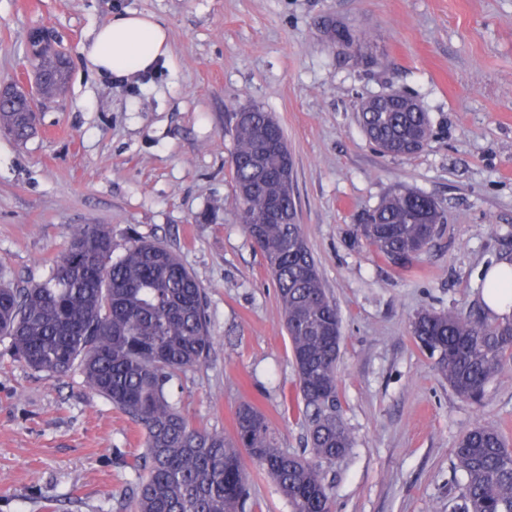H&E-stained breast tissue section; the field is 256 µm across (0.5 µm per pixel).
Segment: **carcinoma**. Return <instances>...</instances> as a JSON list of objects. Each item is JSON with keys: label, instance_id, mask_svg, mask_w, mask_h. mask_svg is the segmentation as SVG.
I'll return each instance as SVG.
<instances>
[{"label": "carcinoma", "instance_id": "1", "mask_svg": "<svg viewBox=\"0 0 512 512\" xmlns=\"http://www.w3.org/2000/svg\"><path fill=\"white\" fill-rule=\"evenodd\" d=\"M28 32L31 63L46 80L40 96L60 95L68 79L65 54ZM331 45L351 33L323 25ZM0 102V129L18 140L33 129L35 110L14 85ZM405 94L388 104L356 102L357 120L383 152L410 156L430 134L428 114ZM226 114L233 142L232 180L238 217L267 261L281 305L304 404L312 457L278 448L265 416L251 405L236 412V436L198 430L171 400L168 387L182 370L204 363L213 348L204 290L179 256L156 241L137 239L112 259L106 224H81L70 246L41 283L20 287L0 280V341L27 367L62 378L79 369L86 384L126 414L144 433L146 451L135 459L142 474L131 512H240L248 495L241 451L278 484L292 512H333L321 468L351 448L339 410L336 379L341 316L323 286L297 222L293 160L284 130L257 105ZM361 235L391 265L406 269L427 249L444 212L432 198L399 189L371 212ZM417 344L459 397L481 403L487 386L512 360V320L488 323L454 311L422 312L412 320ZM462 477L452 512H512V445L498 429L476 425L451 449Z\"/></svg>", "mask_w": 512, "mask_h": 512}]
</instances>
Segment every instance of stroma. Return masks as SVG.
Masks as SVG:
<instances>
[{"label":"stroma","instance_id":"35a3bbf8","mask_svg":"<svg viewBox=\"0 0 512 512\" xmlns=\"http://www.w3.org/2000/svg\"><path fill=\"white\" fill-rule=\"evenodd\" d=\"M153 16L170 52L156 71L112 80L79 46L115 11ZM365 36L355 62L322 33ZM47 27L69 60L66 88L24 141L0 134V272L43 281L81 224H107L112 254L136 238L174 251L205 290L213 348L178 373L171 398L198 429L235 434L248 403L280 448L306 453L297 371L277 288L237 216L228 112H273L294 160L298 221L342 318L337 384L353 446L325 466L334 512H448L450 454L474 424L512 439V368L481 404L457 397L411 322L454 310L497 322L487 268L512 261V0H0V84L31 87L28 32ZM400 90L431 136L410 157L381 153L358 98ZM408 188L445 211L404 271L356 234L362 216ZM145 450L139 427L79 373L54 378L0 342V512H130ZM245 512H291L245 459Z\"/></svg>","mask_w":512,"mask_h":512}]
</instances>
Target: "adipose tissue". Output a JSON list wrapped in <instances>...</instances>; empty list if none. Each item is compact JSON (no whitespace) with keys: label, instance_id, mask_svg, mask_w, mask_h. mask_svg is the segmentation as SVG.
I'll return each mask as SVG.
<instances>
[{"label":"adipose tissue","instance_id":"obj_1","mask_svg":"<svg viewBox=\"0 0 512 512\" xmlns=\"http://www.w3.org/2000/svg\"><path fill=\"white\" fill-rule=\"evenodd\" d=\"M169 50L167 29L151 16L132 11L112 14L79 48L92 71L116 80L156 69ZM483 300L491 313H512V262L488 269Z\"/></svg>","mask_w":512,"mask_h":512}]
</instances>
